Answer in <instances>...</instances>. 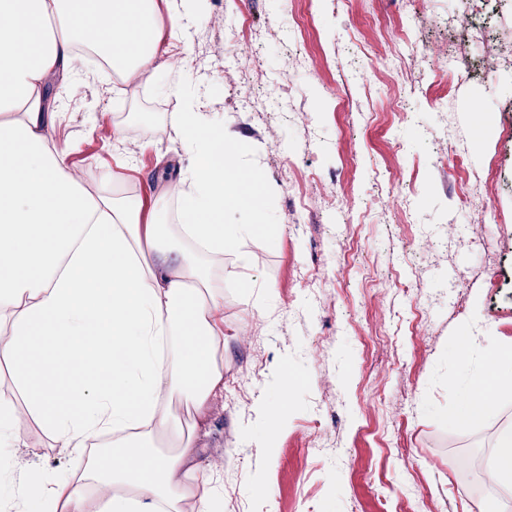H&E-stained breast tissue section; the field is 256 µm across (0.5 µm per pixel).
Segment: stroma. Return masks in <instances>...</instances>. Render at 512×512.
Wrapping results in <instances>:
<instances>
[{
    "label": "stroma",
    "mask_w": 512,
    "mask_h": 512,
    "mask_svg": "<svg viewBox=\"0 0 512 512\" xmlns=\"http://www.w3.org/2000/svg\"><path fill=\"white\" fill-rule=\"evenodd\" d=\"M471 0H207L203 15L161 12L159 65L186 58L182 81L223 120L258 171L277 229L244 239L214 267L224 291V392L201 432L200 479H218L224 512H512V488L486 471L512 423V391L484 422L448 417L481 373L491 326L512 336V74L486 70L512 42V0L458 29ZM405 15L399 44L374 18ZM260 32L247 49L244 20ZM406 73L388 80L381 59ZM319 54L321 72L304 60ZM255 63L274 114L253 112ZM343 70L326 91L323 74ZM55 80L52 137L85 179L107 174L130 199L198 166L173 130L180 97L114 86L94 60ZM499 289L488 293V280ZM294 380L276 449L256 432L279 372ZM22 464L51 474L85 459L36 426ZM264 483L267 495L252 488Z\"/></svg>",
    "instance_id": "1"
}]
</instances>
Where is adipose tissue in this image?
<instances>
[{"label":"adipose tissue","instance_id":"adipose-tissue-1","mask_svg":"<svg viewBox=\"0 0 512 512\" xmlns=\"http://www.w3.org/2000/svg\"><path fill=\"white\" fill-rule=\"evenodd\" d=\"M158 16V0H0V361L21 395H0V512L224 509L194 477L196 431L224 394V296L200 256L269 231L262 179L225 165L223 125L182 83L177 124L203 160L189 186L115 202L103 179L66 173L70 147L48 137L47 86L74 74L76 42L126 81H158ZM233 204L247 223H225ZM489 344V372L451 411L458 426L512 386V341ZM74 374L81 386L63 390ZM31 421L57 447L112 451L78 477L19 472L11 450Z\"/></svg>","mask_w":512,"mask_h":512}]
</instances>
